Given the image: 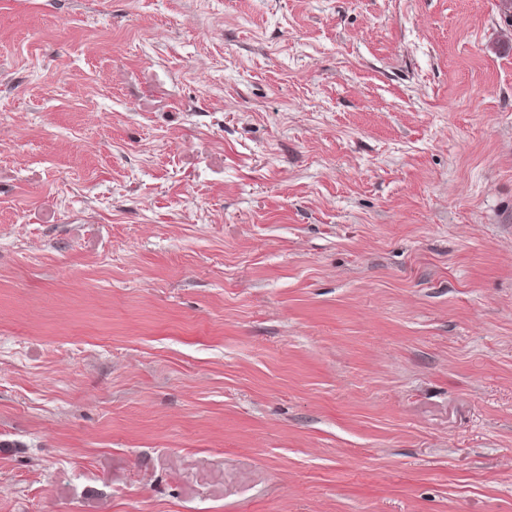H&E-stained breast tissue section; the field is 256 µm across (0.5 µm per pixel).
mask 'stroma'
Returning <instances> with one entry per match:
<instances>
[{
	"mask_svg": "<svg viewBox=\"0 0 512 512\" xmlns=\"http://www.w3.org/2000/svg\"><path fill=\"white\" fill-rule=\"evenodd\" d=\"M499 0H0V512H512Z\"/></svg>",
	"mask_w": 512,
	"mask_h": 512,
	"instance_id": "1",
	"label": "stroma"
}]
</instances>
